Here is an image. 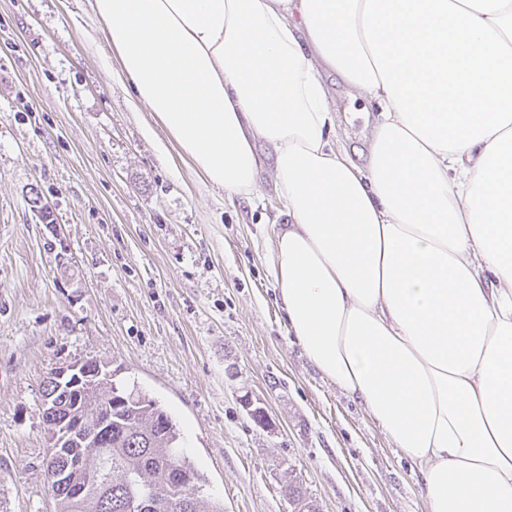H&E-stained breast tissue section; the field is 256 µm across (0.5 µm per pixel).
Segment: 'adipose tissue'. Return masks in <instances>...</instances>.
Instances as JSON below:
<instances>
[{
	"instance_id": "adipose-tissue-1",
	"label": "adipose tissue",
	"mask_w": 512,
	"mask_h": 512,
	"mask_svg": "<svg viewBox=\"0 0 512 512\" xmlns=\"http://www.w3.org/2000/svg\"><path fill=\"white\" fill-rule=\"evenodd\" d=\"M182 161L284 201L267 265L308 360L429 512H512V0H91ZM377 109L368 161L324 82Z\"/></svg>"
}]
</instances>
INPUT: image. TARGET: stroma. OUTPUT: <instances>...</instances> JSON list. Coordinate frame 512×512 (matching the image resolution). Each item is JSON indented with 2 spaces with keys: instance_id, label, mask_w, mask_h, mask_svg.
Listing matches in <instances>:
<instances>
[{
  "instance_id": "35a3bbf8",
  "label": "stroma",
  "mask_w": 512,
  "mask_h": 512,
  "mask_svg": "<svg viewBox=\"0 0 512 512\" xmlns=\"http://www.w3.org/2000/svg\"><path fill=\"white\" fill-rule=\"evenodd\" d=\"M325 80L365 164L364 101ZM165 138L89 0H0V512H56L42 387L88 356L171 414L224 512H295L291 480L321 512H427L409 460L288 330L266 264L286 220L272 168L252 207Z\"/></svg>"
}]
</instances>
